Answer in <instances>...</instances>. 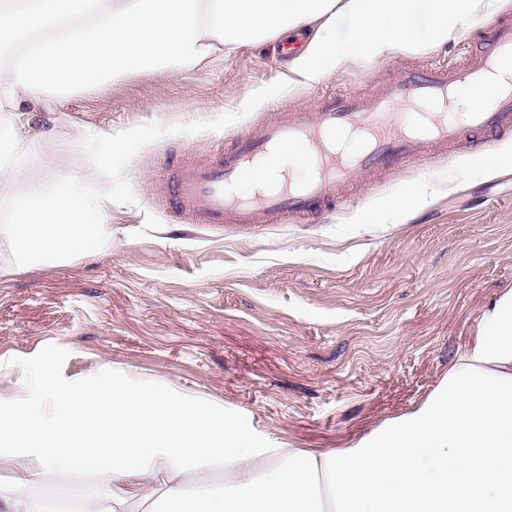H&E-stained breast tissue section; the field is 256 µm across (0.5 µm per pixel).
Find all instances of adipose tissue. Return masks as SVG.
I'll use <instances>...</instances> for the list:
<instances>
[{
	"mask_svg": "<svg viewBox=\"0 0 512 512\" xmlns=\"http://www.w3.org/2000/svg\"><path fill=\"white\" fill-rule=\"evenodd\" d=\"M511 0H0V190L13 193L6 245L16 266L51 265L112 238L102 174L131 140L97 135L96 164L18 188L32 120L62 100L128 74L191 71L247 47L305 33L288 59L312 85L354 65L426 53ZM512 84L504 63L454 90L449 118L488 108ZM314 176L301 149L253 167L244 187ZM438 188L404 191L369 224L424 209ZM38 400H0V512H34L31 490L53 473L86 472L124 488L155 483L148 512H512V291L437 390L350 448H259L223 411L166 388L107 376L60 388L43 373ZM222 464L223 480L206 478Z\"/></svg>",
	"mask_w": 512,
	"mask_h": 512,
	"instance_id": "adipose-tissue-1",
	"label": "adipose tissue"
}]
</instances>
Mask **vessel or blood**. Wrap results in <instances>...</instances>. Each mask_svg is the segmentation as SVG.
I'll use <instances>...</instances> for the list:
<instances>
[{"label":"vessel or blood","instance_id":"obj_1","mask_svg":"<svg viewBox=\"0 0 512 512\" xmlns=\"http://www.w3.org/2000/svg\"><path fill=\"white\" fill-rule=\"evenodd\" d=\"M512 55V19L489 25L477 54L463 65L434 63L402 70L382 91L351 95L332 92L311 112L285 114L256 136L238 138L234 152L216 156L202 165H179L162 206L195 215L204 224H255L266 215L312 217L336 203L337 189L372 170H397L412 159L426 156L431 145L468 141L472 132L512 129V91L502 93L488 109L469 113L466 125L436 116L419 124L412 113L396 111L402 101L437 103L458 85L482 80ZM360 132L368 146L358 156L344 158L325 149L329 132ZM279 147L306 150L315 176L299 186L245 195L239 190L242 175L260 158Z\"/></svg>","mask_w":512,"mask_h":512}]
</instances>
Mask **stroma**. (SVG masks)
<instances>
[{
	"instance_id": "35a3bbf8",
	"label": "stroma",
	"mask_w": 512,
	"mask_h": 512,
	"mask_svg": "<svg viewBox=\"0 0 512 512\" xmlns=\"http://www.w3.org/2000/svg\"><path fill=\"white\" fill-rule=\"evenodd\" d=\"M485 27L474 22L441 50L354 66L313 86L289 84L266 45L71 96L55 114L51 167L37 161L33 140L27 179L84 170L101 130L138 145L103 180L116 200L108 248L18 268L0 246V398L34 397L45 364L64 386L119 374L222 409L257 446L320 450L351 447L410 412L447 378L484 310L512 289V172L486 178L465 166L470 152L512 144V131L368 174L306 220L202 224L156 200L172 160L208 162L238 135L310 111L334 89L364 94L409 66L459 65ZM260 89L277 95L254 101ZM434 180L451 186L403 223H359Z\"/></svg>"
}]
</instances>
